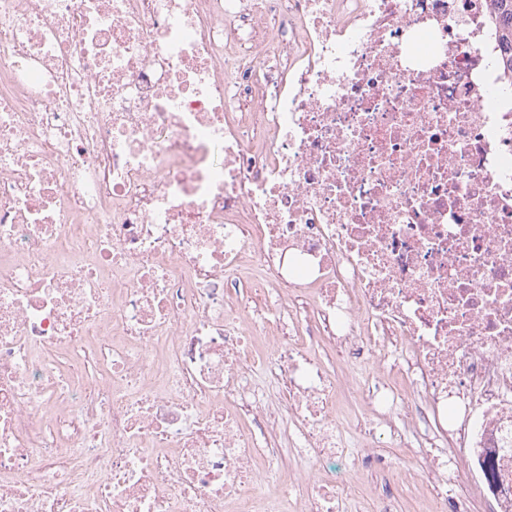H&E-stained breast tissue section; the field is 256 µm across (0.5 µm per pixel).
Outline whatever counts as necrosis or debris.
<instances>
[{
	"label": "necrosis or debris",
	"instance_id": "obj_1",
	"mask_svg": "<svg viewBox=\"0 0 512 512\" xmlns=\"http://www.w3.org/2000/svg\"><path fill=\"white\" fill-rule=\"evenodd\" d=\"M506 55L489 0H0V512H357L348 394L414 512H512ZM394 467L401 472V476L398 480L391 482L388 497L394 502L395 512H412L411 505L419 496L420 487L407 478L406 473L418 472L419 463L415 459H408L400 464L394 462Z\"/></svg>",
	"mask_w": 512,
	"mask_h": 512
}]
</instances>
